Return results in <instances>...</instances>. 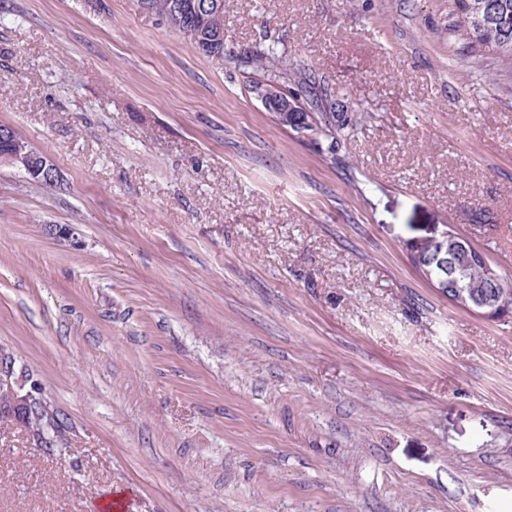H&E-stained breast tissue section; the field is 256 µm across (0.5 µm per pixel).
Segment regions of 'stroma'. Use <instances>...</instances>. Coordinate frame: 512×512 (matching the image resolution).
I'll return each mask as SVG.
<instances>
[{
    "instance_id": "obj_1",
    "label": "stroma",
    "mask_w": 512,
    "mask_h": 512,
    "mask_svg": "<svg viewBox=\"0 0 512 512\" xmlns=\"http://www.w3.org/2000/svg\"><path fill=\"white\" fill-rule=\"evenodd\" d=\"M457 0H227L367 119L336 153L138 0H0V345L71 431L0 432V512H512V315L410 260L455 232L512 280V65ZM66 226L69 238L52 234ZM4 140L6 145L1 143ZM0 162L23 168L33 181L46 185H54L59 178L55 166L46 157L36 152L27 141L14 131L0 129Z\"/></svg>"
}]
</instances>
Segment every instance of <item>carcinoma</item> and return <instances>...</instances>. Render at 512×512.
Wrapping results in <instances>:
<instances>
[{"instance_id": "1", "label": "carcinoma", "mask_w": 512, "mask_h": 512, "mask_svg": "<svg viewBox=\"0 0 512 512\" xmlns=\"http://www.w3.org/2000/svg\"><path fill=\"white\" fill-rule=\"evenodd\" d=\"M152 13L165 18L172 27L186 35L202 53L220 58L238 67H253L260 72V78L251 86L268 81L288 84L292 81L305 82L307 70L288 58V51L280 49L276 44H268L245 51L241 56L231 57L224 54V41H215L202 27L195 32L188 31L185 22L174 16L171 6L174 0H150ZM461 13V31L472 49L477 53L493 54L512 64V0H458ZM294 120H311L316 125V135L332 141L346 131H354L362 124L365 116L356 114L349 116L345 112L336 111V94L329 87H316L315 98L302 112L292 114ZM411 259L423 271L427 280L433 282L435 288L446 293L448 274H453L459 289L472 294L484 292L483 285L490 266L485 258L470 264L461 258L455 263L447 261L444 250L413 242L410 244ZM18 424L25 427L30 435L50 433L54 437L66 435L70 430L69 423L62 415L55 413L51 421L36 413L22 418Z\"/></svg>"}]
</instances>
